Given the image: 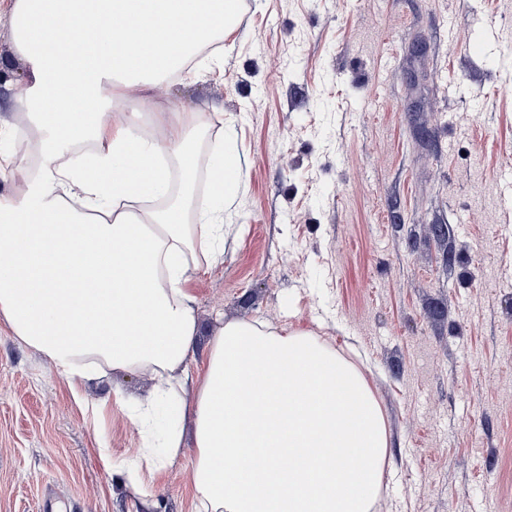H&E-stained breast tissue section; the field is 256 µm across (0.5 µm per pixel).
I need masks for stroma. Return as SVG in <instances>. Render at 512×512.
<instances>
[{
    "label": "stroma",
    "instance_id": "1",
    "mask_svg": "<svg viewBox=\"0 0 512 512\" xmlns=\"http://www.w3.org/2000/svg\"><path fill=\"white\" fill-rule=\"evenodd\" d=\"M0 0V196H20L36 133L15 93L32 78ZM493 26L487 50L476 33ZM512 0H243L215 54L132 89L110 112L206 113L196 156L230 139L239 188L224 245L189 288L191 368L217 328L312 333L360 366L390 433L377 512H512ZM445 228L432 233V225ZM150 373L72 389L0 316V512H191L190 456L150 496L126 467L147 437L117 393ZM106 402L99 420L87 403Z\"/></svg>",
    "mask_w": 512,
    "mask_h": 512
}]
</instances>
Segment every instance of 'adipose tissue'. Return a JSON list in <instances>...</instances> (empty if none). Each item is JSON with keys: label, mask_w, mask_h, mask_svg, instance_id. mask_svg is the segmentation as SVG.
<instances>
[{"label": "adipose tissue", "mask_w": 512, "mask_h": 512, "mask_svg": "<svg viewBox=\"0 0 512 512\" xmlns=\"http://www.w3.org/2000/svg\"><path fill=\"white\" fill-rule=\"evenodd\" d=\"M241 0H14L11 25L32 66L17 102L42 132L39 175L0 201V315L71 385L147 370L163 415L162 447L132 470L151 477L184 452L192 425L193 512H374L389 452L384 414L362 372L300 330L229 322L204 372L188 360L197 335L189 284L223 225L190 223L200 112H156L155 135L103 109L147 79L180 73L239 20ZM91 16L83 52L64 51L62 18ZM77 109L65 111L61 92ZM94 144L60 164L59 143ZM210 201L238 187L231 143L215 144ZM183 197L171 198L168 160Z\"/></svg>", "instance_id": "ef3b65f1"}]
</instances>
